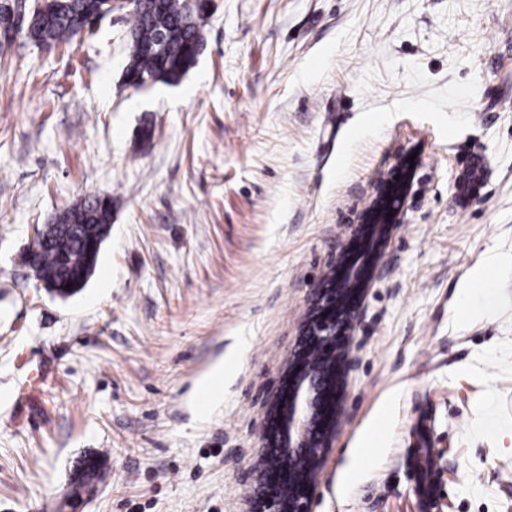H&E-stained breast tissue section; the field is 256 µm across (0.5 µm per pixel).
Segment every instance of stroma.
<instances>
[{
  "label": "stroma",
  "mask_w": 512,
  "mask_h": 512,
  "mask_svg": "<svg viewBox=\"0 0 512 512\" xmlns=\"http://www.w3.org/2000/svg\"><path fill=\"white\" fill-rule=\"evenodd\" d=\"M212 2L176 85L123 84V10L0 47V512L89 456L84 512H248L308 299L409 156L310 510L419 512L427 448L434 512H512V0ZM89 194L111 229L60 298L20 258Z\"/></svg>",
  "instance_id": "35a3bbf8"
}]
</instances>
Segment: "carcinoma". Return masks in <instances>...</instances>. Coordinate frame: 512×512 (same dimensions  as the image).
Wrapping results in <instances>:
<instances>
[{
    "label": "carcinoma",
    "instance_id": "1",
    "mask_svg": "<svg viewBox=\"0 0 512 512\" xmlns=\"http://www.w3.org/2000/svg\"><path fill=\"white\" fill-rule=\"evenodd\" d=\"M49 19L32 17L26 37L36 46L69 44L84 32L89 18L108 7L106 0H48ZM130 56L124 71L129 86L143 80L178 83L195 65L204 45V16L191 0H136L129 6ZM72 224L112 223V198L94 197L68 211ZM38 261L44 271L62 280L75 279L88 264L84 242L68 240L66 264L56 246L40 245Z\"/></svg>",
    "mask_w": 512,
    "mask_h": 512
}]
</instances>
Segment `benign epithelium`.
<instances>
[{
  "mask_svg": "<svg viewBox=\"0 0 512 512\" xmlns=\"http://www.w3.org/2000/svg\"><path fill=\"white\" fill-rule=\"evenodd\" d=\"M43 0H14L0 14V39L9 42L18 33L25 12L38 10ZM414 170L397 168L394 174L400 179L381 181L375 188L370 208L360 218L361 224L352 232L354 240L365 246L368 256L362 269L348 272L344 281L315 291L310 299L309 312L303 332L321 349H333L336 341L356 328L357 306L355 295L362 288L368 269L376 262L391 225L397 223L412 188ZM346 352L332 355L315 367H306L299 356L288 360V393L276 395L269 408L274 420L279 422V436L271 448L251 465L249 474L259 496L255 512H309L310 491L315 475L329 447L331 432L319 419L325 396H330V410H335L336 390L340 386L343 370L349 366ZM293 456L305 459L302 470L290 471L288 486L278 489L269 483L267 471L278 460L288 463Z\"/></svg>",
  "mask_w": 512,
  "mask_h": 512,
  "instance_id": "1",
  "label": "benign epithelium"
}]
</instances>
